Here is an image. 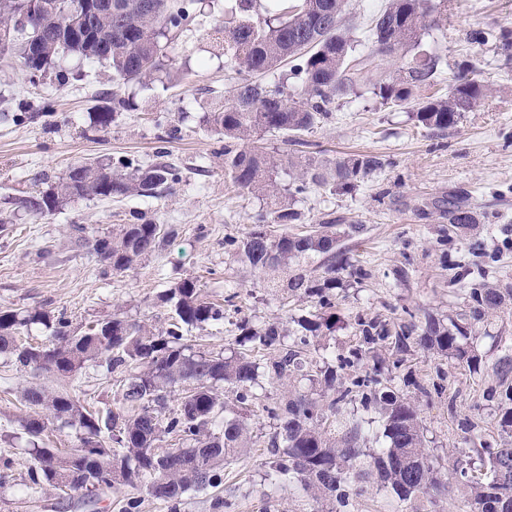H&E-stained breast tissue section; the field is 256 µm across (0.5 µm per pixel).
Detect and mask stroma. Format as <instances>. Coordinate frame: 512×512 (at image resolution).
I'll list each match as a JSON object with an SVG mask.
<instances>
[{"instance_id": "1", "label": "stroma", "mask_w": 512, "mask_h": 512, "mask_svg": "<svg viewBox=\"0 0 512 512\" xmlns=\"http://www.w3.org/2000/svg\"><path fill=\"white\" fill-rule=\"evenodd\" d=\"M500 28L512 30V0H448L441 28L423 31L424 46L441 58L443 76L471 64L493 88L446 136L428 135L406 112L374 110L368 92L337 101L331 119L311 134L315 150L327 156L373 153L389 162L376 185L348 194L313 190L298 204L314 221L329 214L340 225H364L362 235L346 240L345 254L371 272L337 289L336 329L313 339L312 355L332 359L358 347L354 320L359 316L397 330L427 313L445 319L464 312L466 285L452 283L451 265L464 255L466 241L457 236L448 248L437 245L449 225L433 203L450 194L468 192L481 216L487 280L512 288V47L471 39L475 31ZM223 36L224 0H204L193 25L168 34L160 70L123 87L130 108L100 131L91 130L90 116L112 104V83L103 66L63 55L35 85L16 53H0V212L12 218L0 232V306L63 311L79 326L118 310L161 327L169 309L158 301V292L192 276L209 299L220 301L233 291L239 295L237 309L226 312L223 325L191 333L213 352L233 342L241 319L268 323L313 311L310 301L287 303L280 293L258 287L247 270L230 267L224 255L225 234L245 231L263 202L239 194L225 177L224 141L204 122L214 103L230 99L236 84L224 62ZM162 152L184 170L183 182L166 196L75 200L42 218L19 205L20 198L46 190L82 162L128 155L149 164ZM138 217L164 225L169 236L128 275H113L71 243L72 225L108 233ZM404 265L407 277L396 279L394 269ZM475 335L477 373L466 362L416 343L403 353L389 344L376 346L356 367L363 373L374 359L399 360V367L384 372L383 383L417 405L424 446L443 466L469 445L464 420L478 422L483 434L500 433V403L483 400L482 392L495 382L492 366L501 345L512 343V314L487 316ZM33 380L0 354V459L13 461L0 481V512H119L113 492L78 506L67 499L43 503L27 496L26 443L17 424L25 408L18 395ZM435 383L443 385V393L424 395L423 387ZM120 389L119 375L102 363L86 365L71 384L81 401L100 408L113 407ZM268 458L267 448L258 447L226 469L227 512H263L268 506L274 512H318L320 505L310 496L267 480ZM350 512H466V502L455 491L400 504L371 483L353 498Z\"/></svg>"}]
</instances>
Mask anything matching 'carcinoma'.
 Returning <instances> with one entry per match:
<instances>
[{
	"label": "carcinoma",
	"instance_id": "1",
	"mask_svg": "<svg viewBox=\"0 0 512 512\" xmlns=\"http://www.w3.org/2000/svg\"><path fill=\"white\" fill-rule=\"evenodd\" d=\"M42 5L41 55L30 58L27 40L10 26L17 0H0V52L14 50L31 77L43 78L59 56L69 54L98 63L112 73V110L98 112L94 128L106 129L127 101L120 87L154 73L163 53L161 37L190 24L197 0H100L94 41L64 39V15L74 0H38ZM348 0H235L231 24L224 27V57L239 76L232 99L215 104L205 116L211 131L224 139V174L239 190L261 199L265 210L242 233L224 235V255L257 277L260 288L279 290L285 298L316 299V312L288 323L236 324L238 334L222 353L209 352L188 341L194 328L224 323V306L203 295L198 280L186 277L160 292L170 308L167 325L149 328L117 311L112 317L82 329L62 312L43 309L18 311L0 307V353L8 354L20 370L30 369L45 378L76 379L90 362H104L108 370L124 376L112 409L92 411L76 397L42 384L21 391L28 411L19 419L29 455L30 496L105 492L118 486L146 490L178 512L185 493L222 486L224 468L247 454L254 443L248 419L262 412L273 420L267 441L271 458L267 476L282 486L300 487L313 500L330 501L333 509L346 508L359 495L354 485L375 477L400 503L419 501L453 490L466 498L467 512H512V446L497 447L489 440L475 449L482 468L475 470L456 460L443 472L424 448L417 406L404 395L381 386L382 366L365 374L337 381L336 368L308 355L310 339L336 328V288L341 274L364 279L366 269L344 258L339 243L363 231L361 224L336 229V219L323 217L318 227L295 232L306 223L296 208L297 199L313 188L332 194L347 193L373 184L389 163L374 154L340 158L303 153L305 136L331 117L336 100L359 96L366 88L377 109L402 110L418 127L443 136L465 113L473 111L490 87L476 68L462 69L448 78L445 95L433 97L428 89L437 82L439 57L422 48L421 31L439 25L448 0H388L372 18L366 39L370 53L356 47L362 40L346 15ZM506 29L477 31L473 40L509 45ZM274 84L260 77L284 66ZM280 134L293 146L268 152L261 134ZM288 172L289 181L277 180ZM179 167L167 161L142 165L121 156L72 167L57 182L20 201L22 208L44 216L78 199L154 197L180 183ZM456 232H467L479 215L464 193L434 202ZM163 225L143 222L119 224L112 234L73 226L76 245L115 275L135 270L143 257L160 243ZM322 256L313 269L301 260ZM451 282L470 280L469 315L445 325L427 314L416 326L418 344L440 356L466 362L479 369L473 354L471 321L489 313H503L512 304L511 288H496L485 281V270L460 260ZM364 345L339 358L340 369L361 362L370 346L390 337L378 320L357 317ZM39 326L44 340L31 343L23 336ZM279 393L259 398L253 392L258 369ZM498 387L482 392V399L499 396V426L512 429V345L501 346L493 365ZM302 377L308 391L293 382ZM235 394L229 405L219 385ZM359 402L378 411L385 444L370 447L371 421L342 413L345 405ZM74 431L77 444L64 451L41 446L49 425ZM177 442L165 448L167 439Z\"/></svg>",
	"mask_w": 512,
	"mask_h": 512
}]
</instances>
